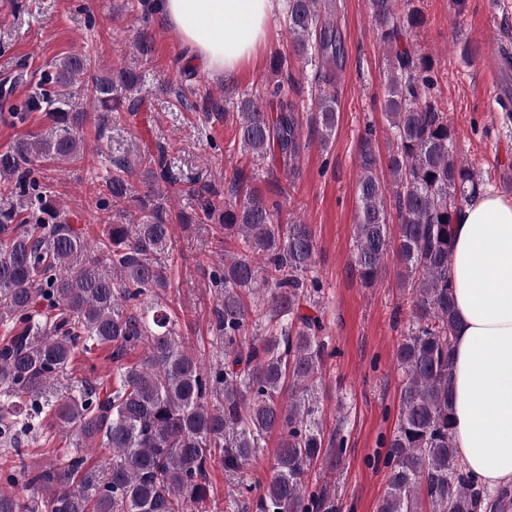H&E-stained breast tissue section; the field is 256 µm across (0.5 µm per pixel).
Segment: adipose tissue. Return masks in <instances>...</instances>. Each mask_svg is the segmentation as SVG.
<instances>
[{"label":"adipose tissue","mask_w":512,"mask_h":512,"mask_svg":"<svg viewBox=\"0 0 512 512\" xmlns=\"http://www.w3.org/2000/svg\"><path fill=\"white\" fill-rule=\"evenodd\" d=\"M191 61L215 78L257 55L284 0H155ZM453 442L487 488L512 486V200L485 193L456 217Z\"/></svg>","instance_id":"1"}]
</instances>
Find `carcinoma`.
<instances>
[{
	"mask_svg": "<svg viewBox=\"0 0 512 512\" xmlns=\"http://www.w3.org/2000/svg\"><path fill=\"white\" fill-rule=\"evenodd\" d=\"M370 4L387 46L391 187L380 181L371 138H361L354 258L360 280L371 286L394 255L399 284L411 295L408 333L395 353L405 382L389 442L393 474L379 512H416L421 496L430 512H480L490 494L457 457L448 380L453 225L485 182L454 156L453 126L432 94L435 60L403 45L422 23L420 13L403 10L402 0ZM134 8L141 11L134 48L146 59L155 12L151 0ZM336 11L337 0H286L291 53L321 75L311 124L323 145L338 122L335 83L344 46ZM145 79L136 68L95 72L88 55L69 53L0 112V121L12 125L35 112L50 120L47 133L22 136L0 151V512H197L210 495L215 456L237 473L272 433L278 446L255 512H314L321 494L306 493L305 481L324 448L315 391L329 352L320 319L300 312L317 306L321 291L311 226L282 223L280 201L243 188L239 172L223 194L209 185L198 189L196 219L218 221L215 240L224 251V263L209 274L219 355L206 370L159 303L171 287V224L159 193V184L171 182L164 147L144 165L141 191L127 178L128 162H113L95 207L123 205L128 223L103 225L93 244L45 183L41 162L84 156L83 100L93 102L102 131L110 113L138 111ZM268 94L273 110L253 93L232 103L235 142L242 156L255 163L269 158L294 176L309 147L304 100L289 97L281 80ZM179 102L227 112L211 96L199 105L181 94ZM389 193L399 219L395 245L388 237ZM251 329L264 335L249 338ZM101 345L112 346L115 377L84 380L76 391L55 388L77 355ZM142 345V359L124 364ZM47 415L72 451L32 469L25 446L41 443ZM91 448L110 457L91 465L84 454Z\"/></svg>",
	"mask_w": 512,
	"mask_h": 512,
	"instance_id": "carcinoma-1",
	"label": "carcinoma"
}]
</instances>
